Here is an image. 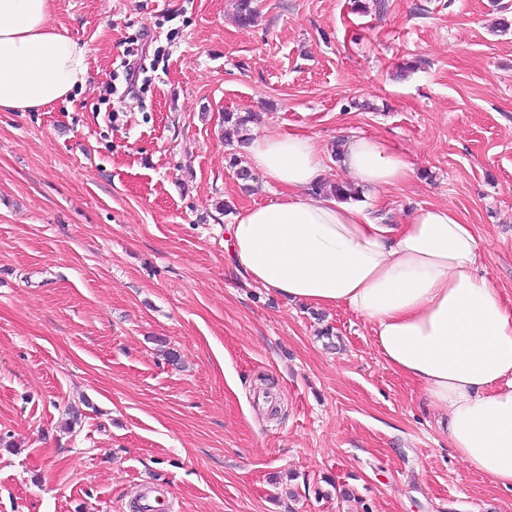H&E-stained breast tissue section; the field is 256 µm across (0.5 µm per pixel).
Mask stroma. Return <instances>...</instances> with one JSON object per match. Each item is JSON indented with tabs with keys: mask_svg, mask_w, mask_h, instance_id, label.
I'll return each mask as SVG.
<instances>
[{
	"mask_svg": "<svg viewBox=\"0 0 512 512\" xmlns=\"http://www.w3.org/2000/svg\"><path fill=\"white\" fill-rule=\"evenodd\" d=\"M54 0L91 78L0 112V512H512L372 326L253 285L226 257L242 190L224 115L337 143L382 138L414 177L385 224L451 207L512 308V0ZM144 49L137 97L118 100ZM228 209H221V202ZM177 350L178 364L165 357Z\"/></svg>",
	"mask_w": 512,
	"mask_h": 512,
	"instance_id": "35a3bbf8",
	"label": "stroma"
}]
</instances>
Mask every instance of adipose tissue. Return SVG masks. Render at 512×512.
<instances>
[{
    "instance_id": "adipose-tissue-1",
    "label": "adipose tissue",
    "mask_w": 512,
    "mask_h": 512,
    "mask_svg": "<svg viewBox=\"0 0 512 512\" xmlns=\"http://www.w3.org/2000/svg\"><path fill=\"white\" fill-rule=\"evenodd\" d=\"M51 3L0 0V111L35 112L88 82L89 50L50 25ZM248 151L281 193L236 216L235 266L290 301L365 318L384 362L446 413L458 458L512 490V309L475 268L472 225L446 206L381 224L364 207L314 193L326 168L309 136L257 134ZM337 164L374 191L413 175L402 153L374 137H352Z\"/></svg>"
}]
</instances>
